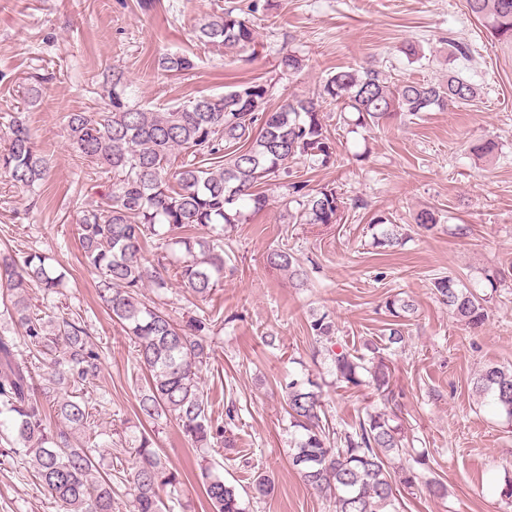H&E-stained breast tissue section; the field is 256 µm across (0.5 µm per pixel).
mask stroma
I'll return each instance as SVG.
<instances>
[{
  "instance_id": "1",
  "label": "stroma",
  "mask_w": 512,
  "mask_h": 512,
  "mask_svg": "<svg viewBox=\"0 0 512 512\" xmlns=\"http://www.w3.org/2000/svg\"><path fill=\"white\" fill-rule=\"evenodd\" d=\"M230 3L0 0V149L13 120L22 119L49 167L30 188L0 171V249L20 258L48 254L65 275L58 292L32 289L29 304L39 313L81 315L101 355L98 376L81 388L93 405L84 435L103 447L101 471L131 468V443L144 431L181 474L179 485L160 491L167 512H209L195 478L203 461L240 491L249 490L255 473L271 477L273 492L249 500V512H334L291 464L282 387L289 374L308 369L337 427L378 407L371 390L335 386L331 357L309 323L330 314L337 347L360 352L383 336L389 322L383 303L399 295L417 311L405 320V347L388 352L402 393L396 415L411 448L429 456L424 478L448 488L442 499L401 491V512H512V502L500 496L512 480V428L481 404L472 384L487 364L512 367V49L469 14L466 0H255L253 50L201 46L198 23ZM452 39L470 45L472 61L450 57ZM409 44L416 55L405 54ZM289 50L303 61L292 75L279 67ZM166 53L190 55L195 69L167 75L157 66ZM363 63L395 79L443 82L455 73L477 85L479 95L445 111L400 112L372 128L344 126L336 108L323 107L336 161L295 169L309 188L336 187L346 202L342 222L290 223L287 181L268 180L267 206L224 229L229 261L216 291L201 300L175 286L163 298L175 320L199 309L226 320L201 386L214 424H225L227 405H235L237 448L216 443L202 453L175 422H140L135 381L142 372L133 344L101 304L76 233L82 210L105 205L112 176L93 172L71 146L69 113L103 108L116 68L132 100L145 107H178L259 81L274 109L290 97H311L340 68ZM485 141L494 142V152L477 157L471 147ZM357 199L364 208H354ZM424 209L437 216L433 231L415 224ZM380 214L402 225L404 246L385 253L374 247L370 220ZM284 243L308 271L303 287L266 262L267 252ZM499 271L505 277L477 330L448 311L433 285L452 273L482 290ZM0 512H61L35 479L30 458L3 442Z\"/></svg>"
}]
</instances>
